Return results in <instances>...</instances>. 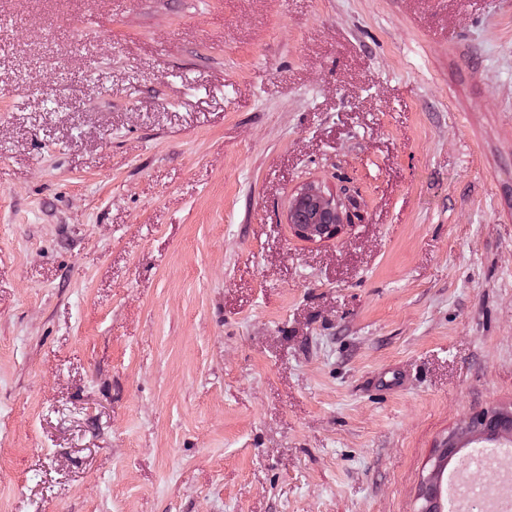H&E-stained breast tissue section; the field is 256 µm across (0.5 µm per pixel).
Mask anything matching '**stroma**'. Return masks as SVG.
Listing matches in <instances>:
<instances>
[{"label":"stroma","instance_id":"1","mask_svg":"<svg viewBox=\"0 0 512 512\" xmlns=\"http://www.w3.org/2000/svg\"><path fill=\"white\" fill-rule=\"evenodd\" d=\"M497 408L512 0H0V512H417ZM309 204L323 215L330 224H293L292 215L301 204ZM341 203L333 194L326 193L318 186L309 184L301 188L289 201L288 224L296 237L316 240L318 238H336L350 224ZM465 445H472L473 448H510L512 446V435L504 432L498 435L492 433H482L481 428L478 425H466L458 431L448 435L440 445V453L437 461L434 462L433 467L423 482L420 489L419 498L421 500V506L418 512H426L430 508L428 502L427 488L430 485H435V490L438 495L439 502L445 504L447 511V477L443 479V456L447 448H454L456 451L458 447Z\"/></svg>","mask_w":512,"mask_h":512}]
</instances>
